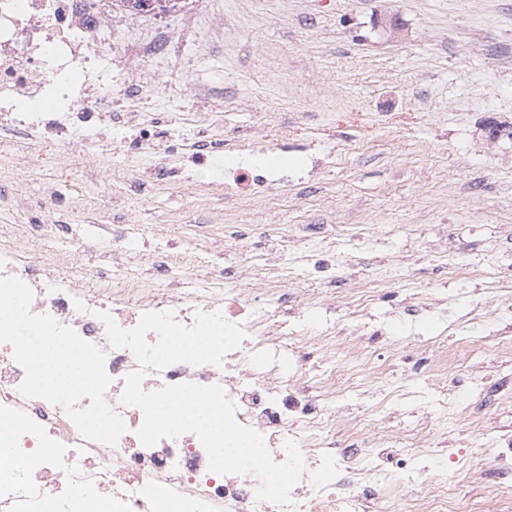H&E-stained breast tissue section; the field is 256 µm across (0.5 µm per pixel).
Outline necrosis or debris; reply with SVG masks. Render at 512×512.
I'll return each mask as SVG.
<instances>
[{
    "label": "necrosis or debris",
    "mask_w": 512,
    "mask_h": 512,
    "mask_svg": "<svg viewBox=\"0 0 512 512\" xmlns=\"http://www.w3.org/2000/svg\"><path fill=\"white\" fill-rule=\"evenodd\" d=\"M157 0H0V130L23 143L71 141L98 149L105 135L158 149L168 137L140 114L152 101L146 65L175 54L173 32L153 27L137 43L118 41L114 27L143 22ZM126 66L130 98L112 93L113 64ZM25 242L0 244V421L15 427L4 442L10 464L0 468V512H84L87 498L109 504L108 512H485L481 500L461 494L434 462L431 440L406 446L358 423L337 439L328 408L336 380L313 373L314 351L335 349L343 338L335 326L295 336L288 327L291 294L256 280L249 292L232 271L216 282L187 273L191 250L156 254L153 264L169 278L155 289L136 277L116 274L111 284L88 275L82 286L46 266L25 260ZM173 311L192 325L198 314L222 313L245 337L221 364L175 363L148 370L142 387L220 385L243 426L260 433L274 461L295 441L303 471L292 487L291 506L258 499L252 473L220 475L208 468L198 436L187 432L144 446L137 431L143 414L121 401L126 376L138 369L134 354L110 347L98 312L124 329L142 314ZM47 337L78 349L99 384L73 386L56 396L43 391L27 344ZM488 399L473 400L467 413L477 447L462 467L488 486H512V463L490 467L487 449L512 452V434L487 435Z\"/></svg>",
    "instance_id": "necrosis-or-debris-1"
}]
</instances>
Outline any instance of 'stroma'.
I'll use <instances>...</instances> for the list:
<instances>
[{"mask_svg": "<svg viewBox=\"0 0 512 512\" xmlns=\"http://www.w3.org/2000/svg\"><path fill=\"white\" fill-rule=\"evenodd\" d=\"M386 11L399 35L379 24ZM216 14L224 17L220 47L184 46L194 81L216 88L202 105L212 121H191L200 105L190 98L171 119L181 137L223 141L221 160L184 181L171 172L174 155L164 162L116 144L90 154L77 139L23 152L0 141V184L10 193L0 200V242L29 235V261L55 264L71 280L112 271L105 257L117 251L123 272L162 289L153 252L187 247L199 255L197 277L227 268L246 290L266 276L294 294L296 324L335 323L385 370L386 382L337 399V433L384 401L378 429L420 430L459 452L467 432L449 426L425 381L435 340L458 348L471 333L467 313L487 302L503 351L471 352L461 392L512 377V306L450 275L455 266L512 275L503 239L512 226V0H177L153 20L180 32ZM242 131L264 153L240 152ZM280 150L288 179L276 199L225 209L226 172ZM201 211L248 225L249 239L197 223ZM51 212L68 232L32 236ZM115 214L131 236L120 250L100 230ZM335 247L347 263L333 284L299 262L302 250ZM360 280L378 286V298L353 318L341 299ZM412 295L428 309L401 316ZM396 387L407 402L389 404Z\"/></svg>", "mask_w": 512, "mask_h": 512, "instance_id": "stroma-1", "label": "stroma"}]
</instances>
